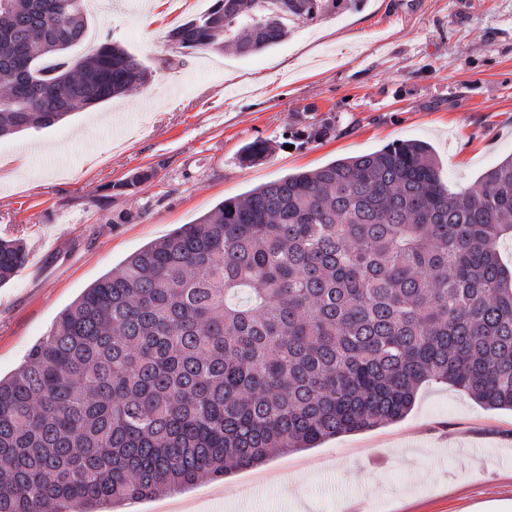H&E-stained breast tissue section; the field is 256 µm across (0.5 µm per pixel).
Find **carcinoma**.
I'll use <instances>...</instances> for the list:
<instances>
[{
    "label": "carcinoma",
    "instance_id": "cac0c4a2",
    "mask_svg": "<svg viewBox=\"0 0 512 512\" xmlns=\"http://www.w3.org/2000/svg\"><path fill=\"white\" fill-rule=\"evenodd\" d=\"M363 0H213L181 54L265 51ZM85 0H0V137L142 88L105 43L74 58ZM320 119L307 139L328 137ZM270 152L246 144L249 167ZM157 175L134 172L131 194ZM512 157L452 191L420 140L220 201L62 311L0 379V512H94L403 418L447 383L512 409ZM0 239V285L27 263Z\"/></svg>",
    "mask_w": 512,
    "mask_h": 512
}]
</instances>
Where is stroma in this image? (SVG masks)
Wrapping results in <instances>:
<instances>
[{"mask_svg":"<svg viewBox=\"0 0 512 512\" xmlns=\"http://www.w3.org/2000/svg\"><path fill=\"white\" fill-rule=\"evenodd\" d=\"M210 4L89 0L73 55L118 44L150 82L0 139V237L29 252L0 286L1 378L85 288L224 198L396 141L428 142L453 190L512 154V0H364L259 54L198 50L171 63L168 31ZM329 116L335 136L307 141L306 127ZM255 140L273 152L240 166ZM150 167L158 174L136 195L117 189ZM174 496L200 512H476L512 500V411L430 382L398 422Z\"/></svg>","mask_w":512,"mask_h":512,"instance_id":"stroma-1","label":"stroma"}]
</instances>
